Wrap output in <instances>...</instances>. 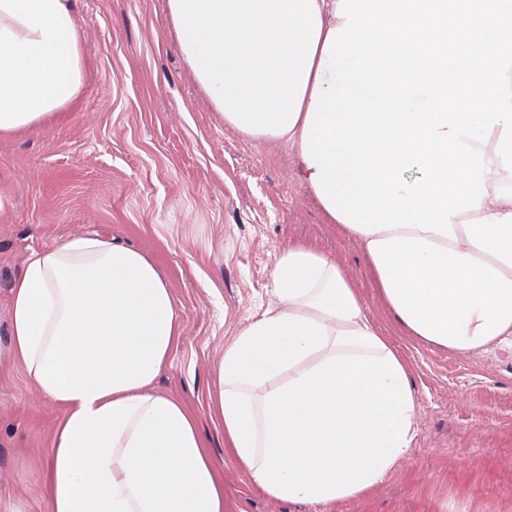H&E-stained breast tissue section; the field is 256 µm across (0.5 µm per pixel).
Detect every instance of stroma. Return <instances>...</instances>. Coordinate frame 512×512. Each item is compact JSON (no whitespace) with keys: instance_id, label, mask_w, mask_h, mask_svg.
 I'll return each mask as SVG.
<instances>
[{"instance_id":"stroma-1","label":"stroma","mask_w":512,"mask_h":512,"mask_svg":"<svg viewBox=\"0 0 512 512\" xmlns=\"http://www.w3.org/2000/svg\"><path fill=\"white\" fill-rule=\"evenodd\" d=\"M88 64L63 120L0 138V512H48L42 474L59 409L9 354V284L32 251L90 229L162 271L183 330L157 382L198 414L230 512H512V355H460L402 333L360 244L329 222L297 151L225 123L172 39L166 0H70ZM355 281L418 397L408 460L332 505L259 494L224 450L211 400L224 347L274 304L269 272L292 242Z\"/></svg>"}]
</instances>
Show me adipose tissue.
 <instances>
[{"label":"adipose tissue","mask_w":512,"mask_h":512,"mask_svg":"<svg viewBox=\"0 0 512 512\" xmlns=\"http://www.w3.org/2000/svg\"><path fill=\"white\" fill-rule=\"evenodd\" d=\"M338 0H167L169 31L225 122L301 143ZM70 0H0V137L49 125L82 94ZM479 210L454 238L355 232L406 335L457 354H512V179L495 141ZM275 305L224 348L214 400L224 448L262 495L333 504L407 459L418 399L408 366L336 261L276 256ZM182 315L154 263L99 232L31 252L10 286V351L61 410L43 480L49 512H227L224 482L184 402L159 392Z\"/></svg>","instance_id":"1"}]
</instances>
